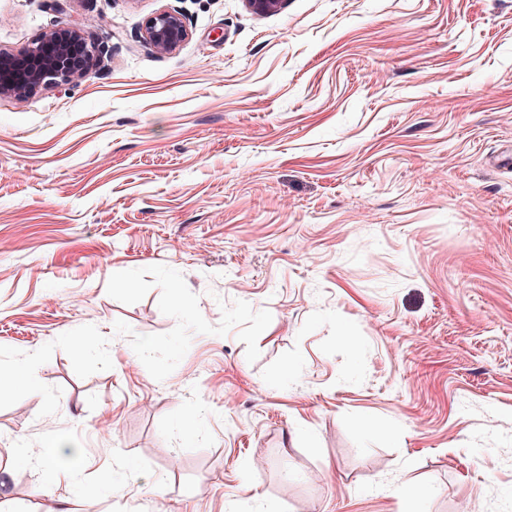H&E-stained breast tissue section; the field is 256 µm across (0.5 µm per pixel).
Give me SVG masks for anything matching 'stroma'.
Instances as JSON below:
<instances>
[{
    "instance_id": "35a3bbf8",
    "label": "stroma",
    "mask_w": 512,
    "mask_h": 512,
    "mask_svg": "<svg viewBox=\"0 0 512 512\" xmlns=\"http://www.w3.org/2000/svg\"><path fill=\"white\" fill-rule=\"evenodd\" d=\"M61 26L0 96V512H512V0H0ZM189 36L182 14L176 10H162L145 22V41L160 52L174 51ZM77 37L80 33L74 28H62L33 42L19 56L0 53L2 61L6 58L0 66V96H26L45 85L69 81L72 75L61 68L60 62ZM32 381L27 364H18L12 369L0 372V389H9L11 393L30 389Z\"/></svg>"
}]
</instances>
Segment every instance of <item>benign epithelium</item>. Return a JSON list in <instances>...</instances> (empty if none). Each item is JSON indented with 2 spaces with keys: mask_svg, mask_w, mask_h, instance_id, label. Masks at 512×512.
Listing matches in <instances>:
<instances>
[{
  "mask_svg": "<svg viewBox=\"0 0 512 512\" xmlns=\"http://www.w3.org/2000/svg\"><path fill=\"white\" fill-rule=\"evenodd\" d=\"M80 36L73 28H62L33 42L19 56H8L0 65V96H26L49 84L71 79L61 68V60L68 54L72 39ZM189 36L182 14L176 10H162L145 22V41L160 52H171Z\"/></svg>",
  "mask_w": 512,
  "mask_h": 512,
  "instance_id": "1",
  "label": "benign epithelium"
}]
</instances>
